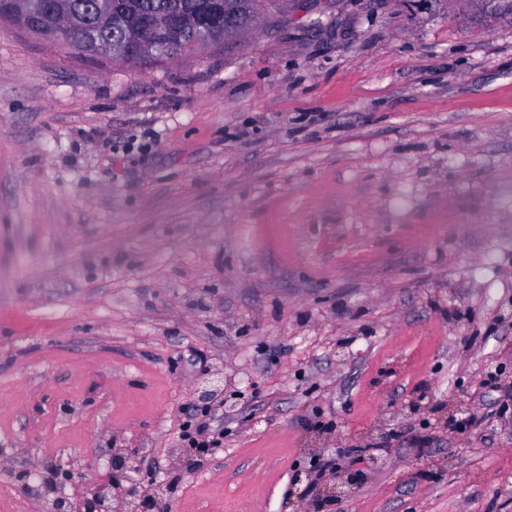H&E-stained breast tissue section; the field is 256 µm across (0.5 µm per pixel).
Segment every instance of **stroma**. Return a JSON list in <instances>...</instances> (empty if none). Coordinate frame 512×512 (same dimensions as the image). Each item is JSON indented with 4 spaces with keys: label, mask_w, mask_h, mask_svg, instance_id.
I'll use <instances>...</instances> for the list:
<instances>
[{
    "label": "stroma",
    "mask_w": 512,
    "mask_h": 512,
    "mask_svg": "<svg viewBox=\"0 0 512 512\" xmlns=\"http://www.w3.org/2000/svg\"><path fill=\"white\" fill-rule=\"evenodd\" d=\"M192 350L235 408L170 512H327L341 448L383 457L341 512H512V18L268 0L147 64L0 21V512H52L23 463L170 477Z\"/></svg>",
    "instance_id": "stroma-1"
}]
</instances>
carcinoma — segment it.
Wrapping results in <instances>:
<instances>
[{
	"label": "carcinoma",
	"mask_w": 512,
	"mask_h": 512,
	"mask_svg": "<svg viewBox=\"0 0 512 512\" xmlns=\"http://www.w3.org/2000/svg\"><path fill=\"white\" fill-rule=\"evenodd\" d=\"M0 0V21H9L76 50L95 54L98 41L152 34L177 55L185 49L230 42L259 18L265 0H54V10L34 9L33 23L11 13Z\"/></svg>",
	"instance_id": "carcinoma-1"
}]
</instances>
